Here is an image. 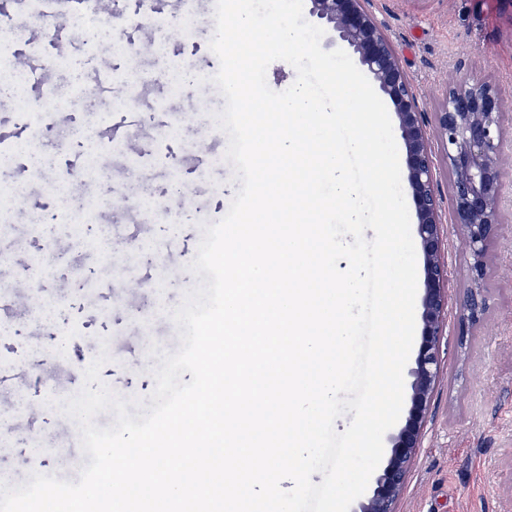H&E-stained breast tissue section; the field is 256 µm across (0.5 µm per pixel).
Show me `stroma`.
<instances>
[{
  "label": "stroma",
  "mask_w": 512,
  "mask_h": 512,
  "mask_svg": "<svg viewBox=\"0 0 512 512\" xmlns=\"http://www.w3.org/2000/svg\"><path fill=\"white\" fill-rule=\"evenodd\" d=\"M371 8L411 76L422 111L434 112L450 80L472 73L496 78L512 99V5L507 0H372ZM110 12L83 39L66 38L50 68L47 88L29 89L26 114L0 101V137L19 127L39 134L52 165L28 181L13 215L12 231L0 237V285L7 289L6 318L14 326L0 335V368L12 369L14 384L0 387V476L18 485L28 481L25 464L41 448V464L60 468L78 481L79 429L56 407L80 392L84 371L99 343L110 347L100 378L125 398H147L155 387L159 360L151 346L172 353L180 346L170 312L197 279L189 269L204 225L219 221L241 183L231 164L213 165L226 152L228 137L199 113L219 110L224 99L212 84L189 96L170 95L166 68L178 57L189 68H216L209 51L211 31L186 38L174 34L166 54L145 52L152 33L129 28L137 58L114 53L108 39ZM137 62L146 81L126 88L122 77ZM82 74L89 108L52 110L47 91H69L71 66ZM132 98L144 123L137 137L122 128L113 102ZM196 113L179 136L167 133L175 117ZM127 142L125 157L114 156L112 140ZM96 151L104 181L80 175L83 159ZM112 188L111 206H99L103 184ZM181 184L200 218L169 229L160 216L145 217L137 204L172 200ZM94 207V222L110 228L112 252L102 259L91 240L63 231L46 239L27 221V212L53 214L63 199ZM53 251L61 260L53 273L40 274L34 260ZM448 303L456 305L468 286L469 252L462 233L446 239ZM91 280H83V273ZM53 297L56 321L30 318L33 297ZM487 309L473 335L457 334L449 317L442 341L440 376L422 447L410 469L395 512H512V223L494 248L493 275L485 291Z\"/></svg>",
  "instance_id": "1"
}]
</instances>
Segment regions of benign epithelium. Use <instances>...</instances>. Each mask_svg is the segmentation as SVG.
I'll list each match as a JSON object with an SVG mask.
<instances>
[{
	"mask_svg": "<svg viewBox=\"0 0 512 512\" xmlns=\"http://www.w3.org/2000/svg\"><path fill=\"white\" fill-rule=\"evenodd\" d=\"M369 3L308 0L309 14L336 33L391 103L405 146L417 243L424 262L420 343L410 370L411 393L404 423L390 439L389 455L372 493L352 510L393 512L421 448L447 325L448 263L437 174L441 168L448 174L451 223L463 231L470 249L469 285L457 310L459 334L468 336L486 310L482 291L491 247L509 223L501 190L505 180H512V155L504 147L512 127V107L494 77L476 73L446 88L434 112V123H429L419 107L413 80Z\"/></svg>",
	"mask_w": 512,
	"mask_h": 512,
	"instance_id": "benign-epithelium-1",
	"label": "benign epithelium"
}]
</instances>
